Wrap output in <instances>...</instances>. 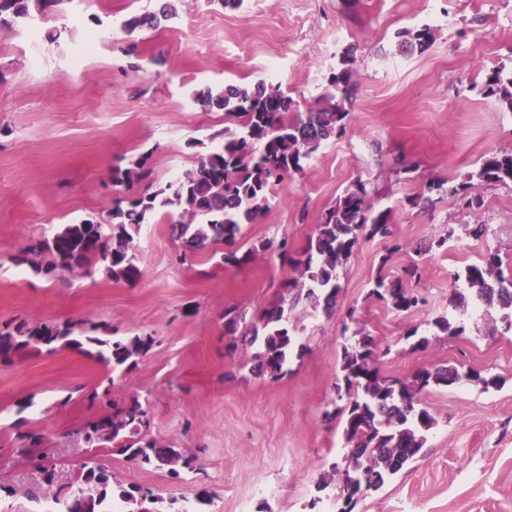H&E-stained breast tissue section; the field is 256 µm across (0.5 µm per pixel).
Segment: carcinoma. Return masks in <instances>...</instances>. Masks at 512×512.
Listing matches in <instances>:
<instances>
[{"mask_svg":"<svg viewBox=\"0 0 512 512\" xmlns=\"http://www.w3.org/2000/svg\"><path fill=\"white\" fill-rule=\"evenodd\" d=\"M61 0H0V26L46 12ZM175 14L171 0H161L156 12L133 14L124 20L123 29L131 34L139 29L160 28ZM433 39L432 29L424 26L404 34L402 47L423 51ZM354 50L348 49L343 68L329 79L327 104L323 108L293 111V100L279 87L258 81L242 86L226 84L199 90L195 98L203 106L224 111L239 118V129L224 130L222 140L201 155L196 167L169 183L168 194L153 193L122 206L117 202L99 220L82 219L64 224L50 236L33 238L13 262L26 265L37 274L55 277L72 273L94 263L103 274L115 281L134 282L141 276L138 256L132 245L133 234L148 223L152 214L164 207H175L169 214L172 230L186 250L194 252L211 243L229 246L224 265L241 268L251 263L257 249L240 251L236 242L244 224L262 219L270 210V192L291 171L302 168L321 145L343 134L352 103ZM480 93L496 100L512 112V71L494 67L485 70ZM151 175L147 159L137 158L127 167L114 169L113 181L120 185ZM479 180L491 185L512 184V152L486 156L476 171ZM392 209H376L365 184L357 181L323 213L307 245L293 260L299 277L288 283L291 289L306 291V298L332 310L339 291L338 271L350 259L361 240L380 237L390 239ZM420 276V266L412 262L394 279L379 276L369 295L390 304L396 311L416 308L423 298L404 285ZM480 301L484 306L498 305L503 311L506 329L512 330V279L500 271L498 255L487 256L482 263L466 268L462 287L454 289L450 303L459 315L467 314L469 305ZM284 308L274 305L260 320L265 334L262 349L255 356L252 372L260 377L278 378L283 372L294 345V336L283 324ZM227 348L237 350V326L243 316L236 310L224 311ZM433 325L447 336H456L463 327L440 316ZM339 372L336 382L342 405L326 417L342 426V435L350 455L341 471L333 470L343 500L342 512L352 506L363 492L379 490L385 480L401 471L426 443V433L436 420L421 402L420 395L429 388H448L464 380L487 390L497 386V378L477 370L459 372L455 367L424 368L409 381L387 379L377 366L375 344L360 329L343 325ZM154 338L135 334L112 335L105 326L86 327L79 322L62 324L5 322L0 324V360L11 361L27 352L54 353L61 348L76 347L112 367V372H127L152 348ZM149 426L147 412L137 399L112 413L89 422L83 428L86 443L116 451L141 465L167 466L174 475L179 469L192 468V460L176 449L158 445L142 436ZM116 498L126 512H159L144 507L148 499H163L134 484L113 481L112 472L95 462L83 463L76 483L60 487L54 494L58 512H104V503Z\"/></svg>","mask_w":512,"mask_h":512,"instance_id":"obj_1","label":"carcinoma"}]
</instances>
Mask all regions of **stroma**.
I'll list each match as a JSON object with an SVG mask.
<instances>
[{"label":"stroma","mask_w":512,"mask_h":512,"mask_svg":"<svg viewBox=\"0 0 512 512\" xmlns=\"http://www.w3.org/2000/svg\"><path fill=\"white\" fill-rule=\"evenodd\" d=\"M155 5L61 0L46 16L0 27V323L73 320L154 338L120 377L75 348L0 362V484L8 488L0 506H52L40 465L68 483L93 457L115 482L181 505L207 489L206 512H337L336 485L318 483L347 453L325 414L337 403L340 333L352 317L373 337L384 376L449 365L500 383L424 391L436 419L424 448L353 512H512V331L496 308L465 319L457 336L433 325L454 317L449 296L469 265L495 253L512 276V185L472 176L482 157L512 151V112L478 90L486 69L512 70V0H243L236 9L176 0L162 27L123 31L130 14ZM425 25L431 46L401 52L400 32ZM131 41L134 56L124 52ZM87 43L95 53L75 61ZM349 49L356 90L346 131L274 186L262 220L243 225L237 245L257 248L251 264L224 267L221 243L184 254L162 212L134 236L137 281H112L94 265L46 278L13 263L31 238L105 216L115 200L156 192L194 168L211 137L237 124L195 102L197 90L269 79L297 111L316 110ZM140 156L150 179L113 184V166ZM400 157L415 171L398 173ZM357 180L376 207L392 208L403 249L390 255L385 240L360 242L327 312L296 298L286 286L296 271L262 245L285 237L301 251L322 212ZM465 180L478 209L461 208L451 192ZM431 181L442 185L433 206H412ZM468 224L487 225V236L464 235ZM441 238L444 247L417 255ZM414 261L423 274L413 288L425 305L398 312L370 296L377 275H401ZM275 304L296 343L272 380L252 373L255 347L226 354L222 315L236 308L252 326ZM413 331L430 345L413 348ZM93 391L101 397L92 405ZM133 397L147 412L149 437L190 457L191 468L175 475L88 448L81 428L109 413L111 401ZM21 429L42 437L39 459L17 450Z\"/></svg>","instance_id":"1"}]
</instances>
